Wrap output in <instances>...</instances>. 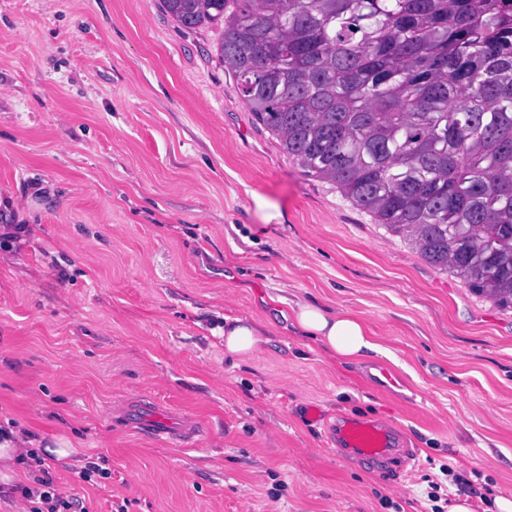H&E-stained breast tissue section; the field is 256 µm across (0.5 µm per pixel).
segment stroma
<instances>
[{
  "mask_svg": "<svg viewBox=\"0 0 512 512\" xmlns=\"http://www.w3.org/2000/svg\"><path fill=\"white\" fill-rule=\"evenodd\" d=\"M221 27L161 0H0V423L70 436L90 512H430V482L512 494V309L475 294L306 175L242 101ZM358 313L385 355L341 366L285 300ZM267 324L225 355V316ZM397 377L383 387L380 369ZM136 397L203 423L145 437ZM322 410L324 421L307 415ZM389 424L392 471L325 421ZM111 476L86 482V462ZM112 417L144 435L166 442L176 441L182 447L195 446L204 432L202 423L159 407L156 402H121L112 407Z\"/></svg>",
  "mask_w": 512,
  "mask_h": 512,
  "instance_id": "obj_1",
  "label": "stroma"
}]
</instances>
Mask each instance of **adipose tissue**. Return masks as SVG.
Returning a JSON list of instances; mask_svg holds the SVG:
<instances>
[{
    "mask_svg": "<svg viewBox=\"0 0 512 512\" xmlns=\"http://www.w3.org/2000/svg\"><path fill=\"white\" fill-rule=\"evenodd\" d=\"M293 325L302 335L312 337L339 364L360 362L368 353L378 351L373 332L366 321L348 310L330 311L310 302L299 301L291 308ZM263 321L228 315L224 318V352L245 358L254 354L261 341ZM70 458L75 449L68 436L46 441L31 436L24 428L11 423L0 426V488H11L21 476L31 475L25 463L30 452Z\"/></svg>",
    "mask_w": 512,
    "mask_h": 512,
    "instance_id": "adipose-tissue-1",
    "label": "adipose tissue"
}]
</instances>
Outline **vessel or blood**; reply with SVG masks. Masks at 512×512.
Instances as JSON below:
<instances>
[{"mask_svg": "<svg viewBox=\"0 0 512 512\" xmlns=\"http://www.w3.org/2000/svg\"><path fill=\"white\" fill-rule=\"evenodd\" d=\"M112 416L144 435L184 447L195 446L204 432L203 424L194 418L154 402L127 400L113 406ZM327 431L337 454L377 469L391 467L402 453L397 432L372 420L344 417L328 424Z\"/></svg>", "mask_w": 512, "mask_h": 512, "instance_id": "b4317fda", "label": "vessel or blood"}]
</instances>
